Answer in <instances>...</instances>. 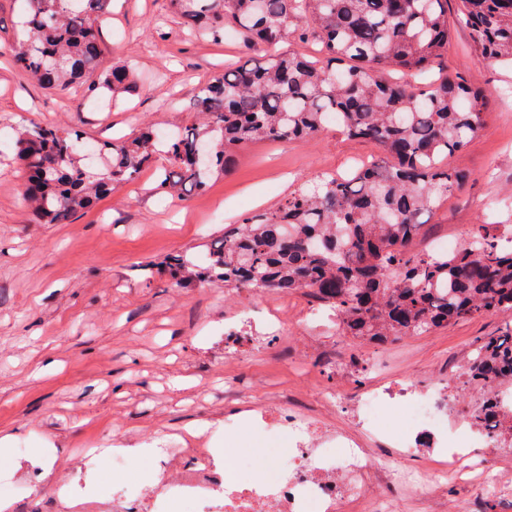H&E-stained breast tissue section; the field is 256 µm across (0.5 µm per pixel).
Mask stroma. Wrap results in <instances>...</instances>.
I'll return each instance as SVG.
<instances>
[{
  "instance_id": "obj_1",
  "label": "stroma",
  "mask_w": 512,
  "mask_h": 512,
  "mask_svg": "<svg viewBox=\"0 0 512 512\" xmlns=\"http://www.w3.org/2000/svg\"><path fill=\"white\" fill-rule=\"evenodd\" d=\"M23 7L22 0H0V436L13 437L0 473L29 478L7 512H103L118 483L159 491L155 458L128 455L118 471L111 457L97 456L87 468L82 450L178 440L181 426L196 419L217 430L207 447L251 459L254 475L262 476L259 451L271 442L252 419H241L232 436L219 433L225 415L238 407L236 398L224 396L228 377L239 380L254 402L285 401L357 432L352 412L328 413L320 395L331 388L354 402L376 378L369 366L380 359L388 370L379 378L388 386L423 388L451 379L448 403L456 418H466L482 391L456 369L467 364L466 351L477 340L498 334L503 317L459 320L382 346L340 335L326 318L312 329L320 346L309 348L292 336L282 352L267 347L263 326L277 315L301 322L309 304L303 294L176 287L148 271L174 252L203 262L207 243L223 235L226 224L277 208L322 174L352 172L380 156L374 144L333 126L307 140L257 141L238 151L229 174L190 197L158 191V173L150 169L69 223H37L23 201L19 127L70 126L91 143L130 136L143 124L180 130L197 120L199 88L246 52L235 32L218 39L189 35L168 0H112L98 19L106 46L102 65L130 64L134 87L117 104L93 110L87 88L48 90L14 65L11 49L21 36ZM443 65L480 85L491 110L479 134L447 159L470 180L426 216L425 235L416 244L421 251L475 224L512 223V71L488 64L463 27L453 29ZM254 312L261 320L240 326L241 340L225 347V327ZM333 357L355 360V375L331 377ZM357 434L364 447H378L372 435ZM62 488L72 490L77 506L56 500ZM392 502L393 512H500L498 502L463 479L425 502L401 491Z\"/></svg>"
}]
</instances>
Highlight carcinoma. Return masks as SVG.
<instances>
[{
    "instance_id": "cac0c4a2",
    "label": "carcinoma",
    "mask_w": 512,
    "mask_h": 512,
    "mask_svg": "<svg viewBox=\"0 0 512 512\" xmlns=\"http://www.w3.org/2000/svg\"><path fill=\"white\" fill-rule=\"evenodd\" d=\"M19 69L48 89L83 81L115 95L131 82L125 66L100 69L97 17L111 0H26ZM183 28L217 36L231 25L252 53L203 86L194 125L159 141L143 131L97 145L101 171L80 158L82 134L31 123L18 140L24 198L44 224H66L120 184L133 183L164 153L157 189L185 197L229 172L234 152L255 141L288 142L318 134L336 113L342 132L379 145L383 157L345 177L323 174L273 211L224 229L194 267L181 252L162 262L177 284L195 281L249 293H307L336 312L341 334L382 344L451 322L501 314L505 328L478 340L469 381L485 395L471 408L481 428L497 388L512 392V239L496 224H477L451 254L417 253L422 216L459 190L467 175L444 160L482 129L483 91L451 73L424 76L448 53L460 24L487 59L512 66V0H170ZM313 41L307 58L275 47ZM201 145L206 166L195 163Z\"/></svg>"
}]
</instances>
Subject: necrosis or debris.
Returning <instances> with one entry per match:
<instances>
[{
    "instance_id": "4bbe7bcc",
    "label": "necrosis or debris",
    "mask_w": 512,
    "mask_h": 512,
    "mask_svg": "<svg viewBox=\"0 0 512 512\" xmlns=\"http://www.w3.org/2000/svg\"><path fill=\"white\" fill-rule=\"evenodd\" d=\"M388 405L399 410L407 431L398 451L379 461L354 438L318 434L308 417L287 404L244 402V410L254 411L257 428L286 437L290 443L283 451L269 449L265 477H242L237 464L217 467L213 449L194 442L184 451V477L168 483L151 500H142L134 487H113L115 512H168L171 504L193 512H346L356 499L365 500L367 512H389L385 499L372 490L377 471H384L413 497L426 500L463 473L480 469L479 461L459 451L449 452L437 468L426 473L397 467L400 461L414 459L419 449L433 447L443 434L451 414L447 385L423 393L408 386H371L355 404L361 425L373 432L381 430V413Z\"/></svg>"
}]
</instances>
